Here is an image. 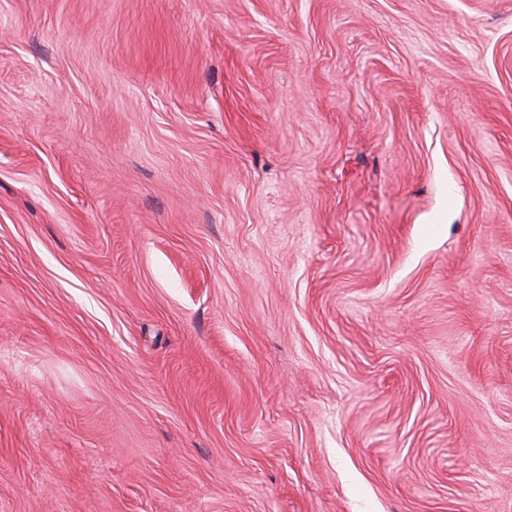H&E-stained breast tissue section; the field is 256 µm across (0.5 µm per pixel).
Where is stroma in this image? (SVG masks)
Masks as SVG:
<instances>
[{
	"instance_id": "stroma-1",
	"label": "stroma",
	"mask_w": 512,
	"mask_h": 512,
	"mask_svg": "<svg viewBox=\"0 0 512 512\" xmlns=\"http://www.w3.org/2000/svg\"><path fill=\"white\" fill-rule=\"evenodd\" d=\"M0 512H512V0H0Z\"/></svg>"
}]
</instances>
